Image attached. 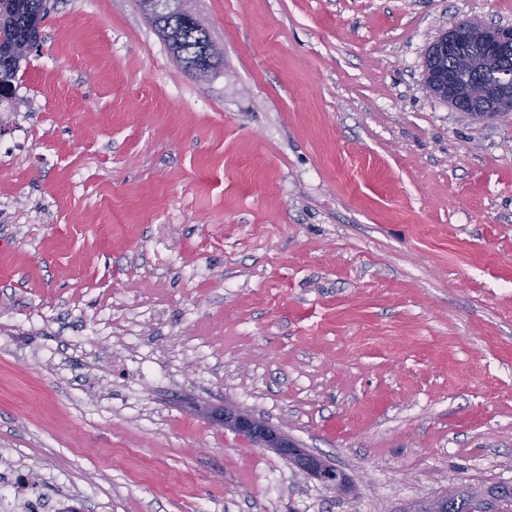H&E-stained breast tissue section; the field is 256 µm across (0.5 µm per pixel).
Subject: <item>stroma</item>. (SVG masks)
Instances as JSON below:
<instances>
[{"label":"stroma","instance_id":"35a3bbf8","mask_svg":"<svg viewBox=\"0 0 512 512\" xmlns=\"http://www.w3.org/2000/svg\"><path fill=\"white\" fill-rule=\"evenodd\" d=\"M0 114V452L82 512H404L512 488V116L427 48L512 0H48ZM252 412L339 495L210 415ZM151 14L155 25L162 27L165 40L185 69L210 72L219 57L215 45L192 15L174 9L170 0H152ZM206 71V72H205Z\"/></svg>","mask_w":512,"mask_h":512}]
</instances>
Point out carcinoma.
Listing matches in <instances>:
<instances>
[{"instance_id": "1", "label": "carcinoma", "mask_w": 512, "mask_h": 512, "mask_svg": "<svg viewBox=\"0 0 512 512\" xmlns=\"http://www.w3.org/2000/svg\"><path fill=\"white\" fill-rule=\"evenodd\" d=\"M48 13L47 0H0V94L12 89L28 53L19 46H37L40 25ZM153 22L162 27L165 40L184 68L211 71L219 57L212 51L213 41L192 15L173 8L171 0H151ZM485 43L476 38L460 42L454 51L437 63L441 73L458 72L460 87L471 90L488 79L478 62ZM464 106L477 118L508 115L492 97L469 94Z\"/></svg>"}]
</instances>
